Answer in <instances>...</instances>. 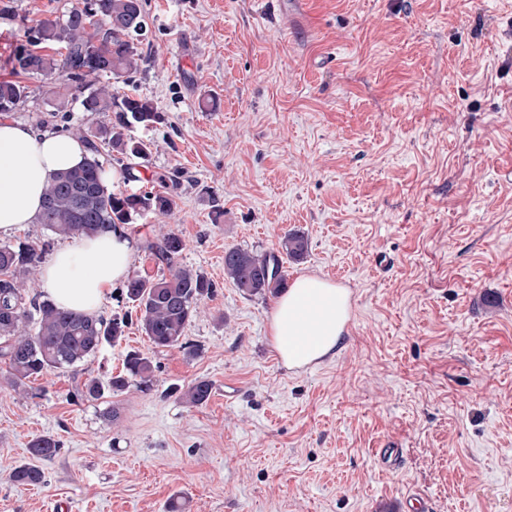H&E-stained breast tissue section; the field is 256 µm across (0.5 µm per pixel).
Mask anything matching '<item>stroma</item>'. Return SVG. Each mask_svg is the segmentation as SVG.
<instances>
[{"label": "stroma", "mask_w": 512, "mask_h": 512, "mask_svg": "<svg viewBox=\"0 0 512 512\" xmlns=\"http://www.w3.org/2000/svg\"><path fill=\"white\" fill-rule=\"evenodd\" d=\"M76 0H14L0 19V78L27 26ZM141 60L118 93L154 102L147 159L101 150L127 189L165 184L166 223L144 216L132 270L160 226L211 279L185 336L154 349L137 326L68 372L0 388V512H512V0H146ZM10 121L95 126L57 78L24 80ZM316 274L351 293L336 357L283 365L275 296L224 275L231 247L271 251L285 232ZM153 388L73 402L128 352ZM205 379L209 400L177 392ZM233 383L225 395V383ZM116 418H109V411ZM51 435L45 481L14 468ZM394 449L384 459L380 449Z\"/></svg>", "instance_id": "1"}]
</instances>
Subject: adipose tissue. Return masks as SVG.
<instances>
[{
    "label": "adipose tissue",
    "instance_id": "1",
    "mask_svg": "<svg viewBox=\"0 0 512 512\" xmlns=\"http://www.w3.org/2000/svg\"><path fill=\"white\" fill-rule=\"evenodd\" d=\"M89 154L72 134H50L0 121V236L36 223L49 178ZM134 243L124 228L67 239L39 268L46 297L57 307L98 314L130 271ZM351 316L347 289L317 275L294 280L277 300L268 330L282 363L301 369L334 358Z\"/></svg>",
    "mask_w": 512,
    "mask_h": 512
}]
</instances>
